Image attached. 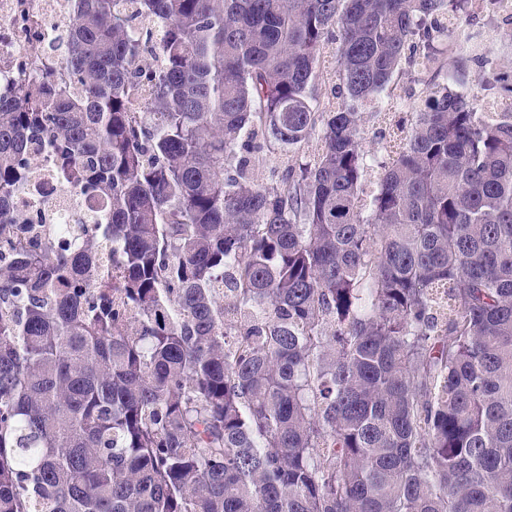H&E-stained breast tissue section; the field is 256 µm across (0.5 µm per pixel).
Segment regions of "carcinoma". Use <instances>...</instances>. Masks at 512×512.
<instances>
[{"mask_svg":"<svg viewBox=\"0 0 512 512\" xmlns=\"http://www.w3.org/2000/svg\"><path fill=\"white\" fill-rule=\"evenodd\" d=\"M468 4L69 0L0 85V512H512V102ZM44 149L73 244L12 209ZM279 154V152L272 154L268 152L267 148L265 147L263 150L254 152L249 156L250 165L260 178H270V171L272 169L280 167V170H282L283 168L280 166L282 157H280Z\"/></svg>","mask_w":512,"mask_h":512,"instance_id":"cac0c4a2","label":"carcinoma"}]
</instances>
